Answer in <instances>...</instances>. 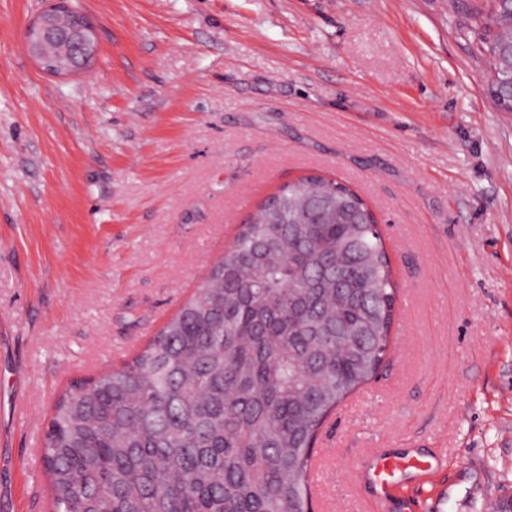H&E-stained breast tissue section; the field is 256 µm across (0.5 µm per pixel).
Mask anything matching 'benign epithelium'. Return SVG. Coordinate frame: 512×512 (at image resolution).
I'll list each match as a JSON object with an SVG mask.
<instances>
[{
  "label": "benign epithelium",
  "mask_w": 512,
  "mask_h": 512,
  "mask_svg": "<svg viewBox=\"0 0 512 512\" xmlns=\"http://www.w3.org/2000/svg\"><path fill=\"white\" fill-rule=\"evenodd\" d=\"M74 7L71 0H55V4L32 21L26 28V46L37 59L40 67L53 75L61 74L57 68L49 64L44 49L57 41L71 42L78 55L76 68L82 69L89 65L96 51L97 33L95 27L88 18L80 13L75 15L73 25L68 29H62L55 23V17L59 13H72Z\"/></svg>",
  "instance_id": "1"
}]
</instances>
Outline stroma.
Segmentation results:
<instances>
[{
    "instance_id": "obj_1",
    "label": "stroma",
    "mask_w": 512,
    "mask_h": 512,
    "mask_svg": "<svg viewBox=\"0 0 512 512\" xmlns=\"http://www.w3.org/2000/svg\"><path fill=\"white\" fill-rule=\"evenodd\" d=\"M0 0V512H47L74 382L130 360L256 205L306 176L374 210L398 290L375 379L317 437L314 512L512 497V112L450 0H78L98 52L25 48ZM428 462L379 501V452Z\"/></svg>"
}]
</instances>
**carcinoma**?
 I'll return each instance as SVG.
<instances>
[{
	"label": "carcinoma",
	"mask_w": 512,
	"mask_h": 512,
	"mask_svg": "<svg viewBox=\"0 0 512 512\" xmlns=\"http://www.w3.org/2000/svg\"><path fill=\"white\" fill-rule=\"evenodd\" d=\"M454 2L512 112V0ZM395 305L365 200L321 176L279 187L154 339L57 399L54 512H312L318 431L380 371Z\"/></svg>",
	"instance_id": "cac0c4a2"
}]
</instances>
